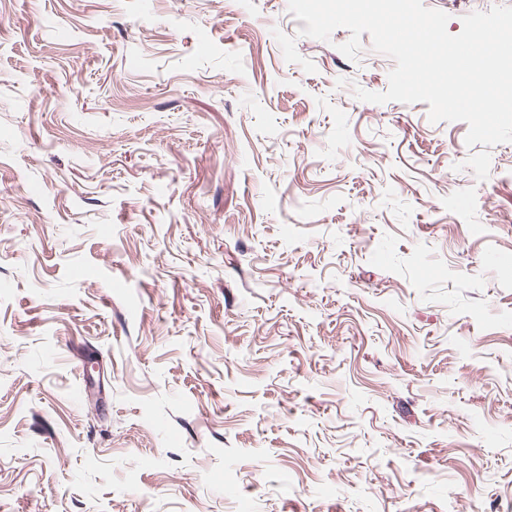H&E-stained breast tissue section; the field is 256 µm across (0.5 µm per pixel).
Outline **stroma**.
I'll return each instance as SVG.
<instances>
[{"label":"stroma","instance_id":"1","mask_svg":"<svg viewBox=\"0 0 512 512\" xmlns=\"http://www.w3.org/2000/svg\"><path fill=\"white\" fill-rule=\"evenodd\" d=\"M302 26L0 0V512H512V143Z\"/></svg>","mask_w":512,"mask_h":512}]
</instances>
